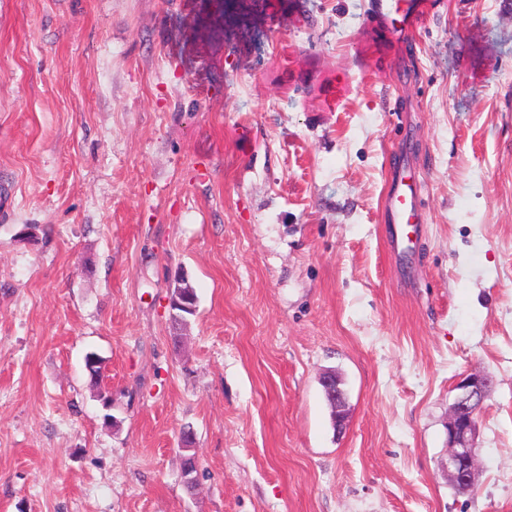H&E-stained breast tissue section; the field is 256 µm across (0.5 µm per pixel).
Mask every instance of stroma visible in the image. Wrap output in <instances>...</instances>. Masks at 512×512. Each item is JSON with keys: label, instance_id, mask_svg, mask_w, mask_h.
<instances>
[{"label": "stroma", "instance_id": "35a3bbf8", "mask_svg": "<svg viewBox=\"0 0 512 512\" xmlns=\"http://www.w3.org/2000/svg\"><path fill=\"white\" fill-rule=\"evenodd\" d=\"M370 2L0 0V512H512V0ZM416 1L418 0H374L372 16L390 20L393 36L404 38L420 16L421 6ZM421 184L405 170L393 175L388 187L382 212L386 224L415 227L424 224V216L417 205ZM320 382L336 405V421L338 427H341L346 418V400L344 393L340 389L339 383L336 381V376L331 372L323 374L320 378ZM493 385L490 376L471 373L458 385L448 413V481L461 492L473 491L477 480L475 437L477 416Z\"/></svg>", "mask_w": 512, "mask_h": 512}]
</instances>
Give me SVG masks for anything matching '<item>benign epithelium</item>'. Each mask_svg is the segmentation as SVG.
Returning <instances> with one entry per match:
<instances>
[{"label": "benign epithelium", "instance_id": "7a95c632", "mask_svg": "<svg viewBox=\"0 0 512 512\" xmlns=\"http://www.w3.org/2000/svg\"><path fill=\"white\" fill-rule=\"evenodd\" d=\"M178 306L191 311L196 310L193 289L189 287L175 289L170 299L171 319L173 320L181 319V315L176 311ZM320 382L336 405L338 425H343L346 418V400L336 381V376L327 372L321 376ZM492 385L493 380L488 375L469 374L457 385L458 393L449 408L446 468L449 483L461 492H469L475 488L478 472L475 446L477 416ZM182 448L186 452L182 474L186 484L191 486L195 482L197 473V457L193 453L194 440L191 435L183 436Z\"/></svg>", "mask_w": 512, "mask_h": 512}]
</instances>
